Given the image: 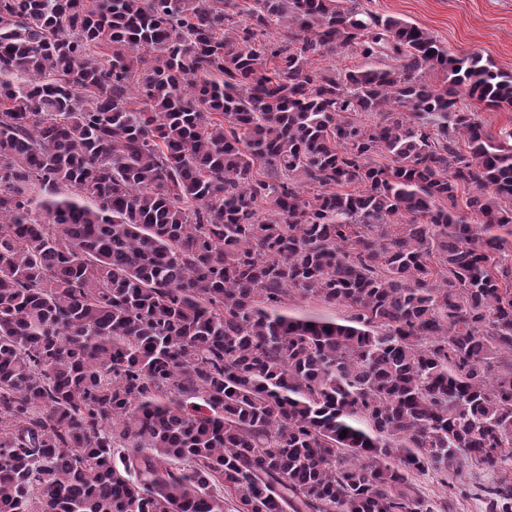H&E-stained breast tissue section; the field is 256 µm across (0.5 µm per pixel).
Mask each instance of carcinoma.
<instances>
[{
    "label": "carcinoma",
    "mask_w": 512,
    "mask_h": 512,
    "mask_svg": "<svg viewBox=\"0 0 512 512\" xmlns=\"http://www.w3.org/2000/svg\"><path fill=\"white\" fill-rule=\"evenodd\" d=\"M464 97L512 74L359 0H0V512H457L412 477L466 463L512 512V129ZM314 62L316 67H336L338 70H344L355 68L360 59L350 49H342V51H337L335 55L315 57ZM289 304L291 310L298 315L338 319H342L346 315L344 308L328 307L316 302H304L295 300L289 302Z\"/></svg>",
    "instance_id": "1"
}]
</instances>
